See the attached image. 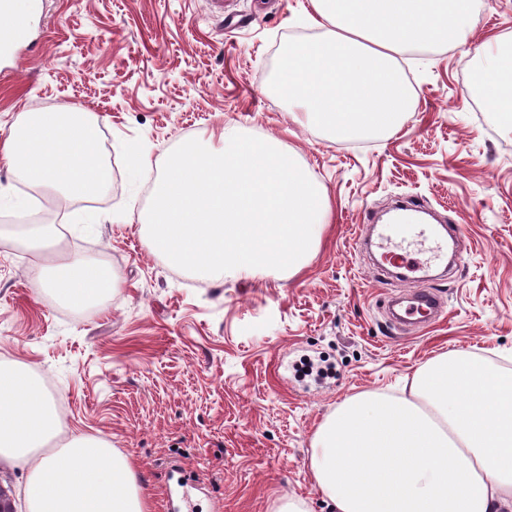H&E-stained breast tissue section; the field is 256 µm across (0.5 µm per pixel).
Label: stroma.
Returning a JSON list of instances; mask_svg holds the SVG:
<instances>
[{
    "instance_id": "1",
    "label": "stroma",
    "mask_w": 512,
    "mask_h": 512,
    "mask_svg": "<svg viewBox=\"0 0 512 512\" xmlns=\"http://www.w3.org/2000/svg\"><path fill=\"white\" fill-rule=\"evenodd\" d=\"M309 0H31L33 24L0 58V144L18 116L95 113L112 180L89 199L44 197L0 162V362L36 370L60 436L103 437L130 458L152 512H331L310 469L317 425L345 397L399 393L451 349L512 368V121L472 90L473 42L512 33V0H477L472 44L400 62L412 97L394 133L345 141L292 120L269 86L284 45L315 39ZM290 147L335 206L288 278L203 276L154 253L142 218L169 153L226 123ZM413 196L463 230V260L424 288L444 315L396 330L407 293L355 239ZM65 225L57 255L100 260L119 284L95 306L60 301L31 272L16 218Z\"/></svg>"
}]
</instances>
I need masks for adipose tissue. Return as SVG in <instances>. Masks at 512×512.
<instances>
[{
	"mask_svg": "<svg viewBox=\"0 0 512 512\" xmlns=\"http://www.w3.org/2000/svg\"><path fill=\"white\" fill-rule=\"evenodd\" d=\"M309 44L286 49L278 90L308 125L346 140L396 129L410 107L398 61L410 50L466 44L475 0H310ZM483 98L512 118V58L484 43ZM100 123L75 106L22 113L0 157L64 198L110 179ZM60 299L93 306L117 287L111 267L82 259L37 265ZM42 378L0 364V464L27 469L28 512H149L128 456L101 437L58 440ZM313 477L336 512H512V371L454 353L415 371L408 391L353 394L318 426Z\"/></svg>",
	"mask_w": 512,
	"mask_h": 512,
	"instance_id": "adipose-tissue-1",
	"label": "adipose tissue"
}]
</instances>
